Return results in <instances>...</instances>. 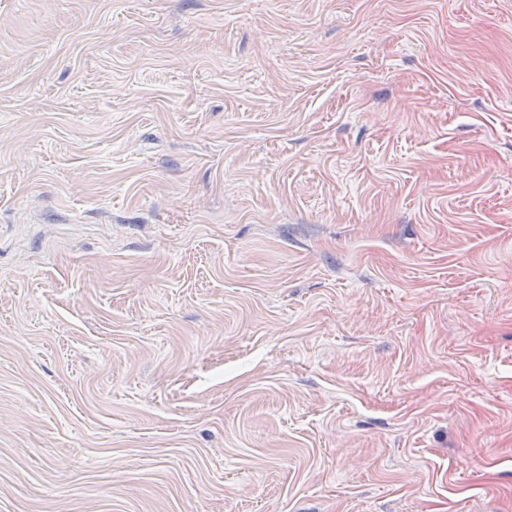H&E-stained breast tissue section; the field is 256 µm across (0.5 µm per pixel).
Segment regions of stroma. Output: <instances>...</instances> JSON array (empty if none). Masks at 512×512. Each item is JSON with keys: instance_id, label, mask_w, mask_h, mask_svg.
I'll return each mask as SVG.
<instances>
[{"instance_id": "35a3bbf8", "label": "stroma", "mask_w": 512, "mask_h": 512, "mask_svg": "<svg viewBox=\"0 0 512 512\" xmlns=\"http://www.w3.org/2000/svg\"><path fill=\"white\" fill-rule=\"evenodd\" d=\"M0 512H512V0H0Z\"/></svg>"}]
</instances>
